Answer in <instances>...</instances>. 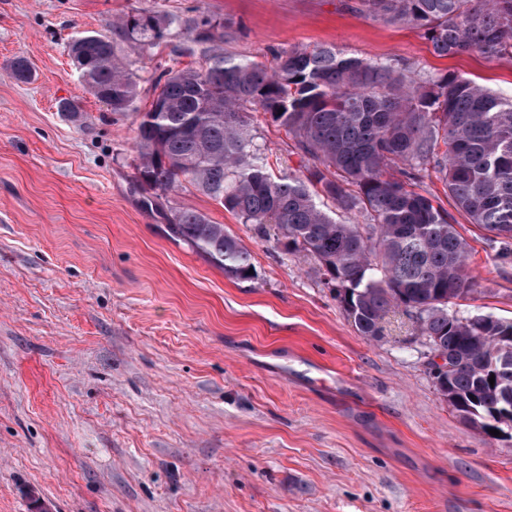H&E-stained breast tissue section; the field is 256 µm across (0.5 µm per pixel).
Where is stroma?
Instances as JSON below:
<instances>
[{
    "mask_svg": "<svg viewBox=\"0 0 512 512\" xmlns=\"http://www.w3.org/2000/svg\"><path fill=\"white\" fill-rule=\"evenodd\" d=\"M150 10L224 23L214 50L271 63L328 44L402 58L512 94V58L440 57L420 31L346 0H0V512H512V439L460 420L438 392L406 315L361 336L312 257L291 253L185 183L151 195L133 169L134 112L114 113L68 55L82 31L110 36L136 74L154 58L112 31ZM27 59L31 83L11 64ZM75 100L79 116L58 105ZM249 117L274 174H300L294 141ZM419 192L451 210L474 290L462 313L512 320V259L455 211L441 181ZM204 213L251 253L232 279L169 226Z\"/></svg>",
    "mask_w": 512,
    "mask_h": 512,
    "instance_id": "1",
    "label": "stroma"
}]
</instances>
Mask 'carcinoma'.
<instances>
[{
  "label": "carcinoma",
  "instance_id": "carcinoma-1",
  "mask_svg": "<svg viewBox=\"0 0 512 512\" xmlns=\"http://www.w3.org/2000/svg\"><path fill=\"white\" fill-rule=\"evenodd\" d=\"M355 11L419 29L439 56L512 58V0H359ZM174 25L190 35L175 52L199 54L205 67L158 65L144 78L116 59L106 35L81 32L67 45L85 86L113 112L138 111L140 82L152 84L136 130V182L153 193L189 182L289 252L317 259L365 337L382 338L386 315L401 310L446 357L434 379L457 416L512 438V320L453 309L474 286L468 244L448 211L413 189L435 174L470 223L512 240V95L332 45L279 50L268 68L214 51L224 24L205 13L137 11L115 28L145 55ZM11 71L18 82L34 77L24 58ZM248 105L292 136L305 175L268 172ZM393 166L397 177L386 175ZM338 210L362 222H340ZM172 229L225 275L251 277V253L224 225L183 209Z\"/></svg>",
  "mask_w": 512,
  "mask_h": 512
}]
</instances>
